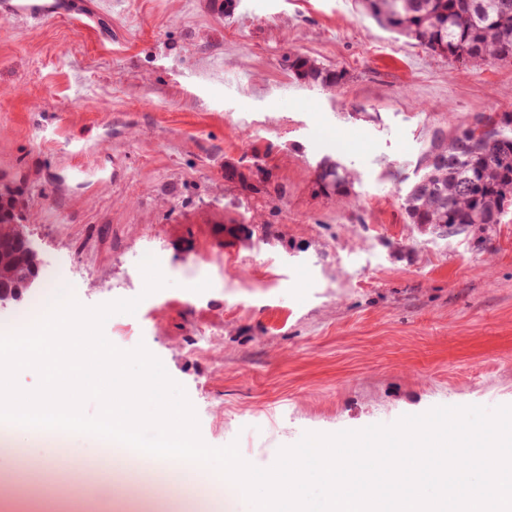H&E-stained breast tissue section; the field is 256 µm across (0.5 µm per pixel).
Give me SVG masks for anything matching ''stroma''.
Wrapping results in <instances>:
<instances>
[{"mask_svg": "<svg viewBox=\"0 0 512 512\" xmlns=\"http://www.w3.org/2000/svg\"><path fill=\"white\" fill-rule=\"evenodd\" d=\"M75 2L88 26H0V185L80 304L138 299L103 333L162 362L206 444L268 468L307 432L512 405V209L439 236L402 206L436 129L512 112V63L451 67L358 0ZM294 54L342 82L289 73ZM256 156L282 199L242 191ZM325 159L351 171L349 206L318 191ZM255 218L274 236H225ZM150 240L169 284L147 296ZM107 455L27 428L0 472L42 503L132 485Z\"/></svg>", "mask_w": 512, "mask_h": 512, "instance_id": "35a3bbf8", "label": "stroma"}]
</instances>
